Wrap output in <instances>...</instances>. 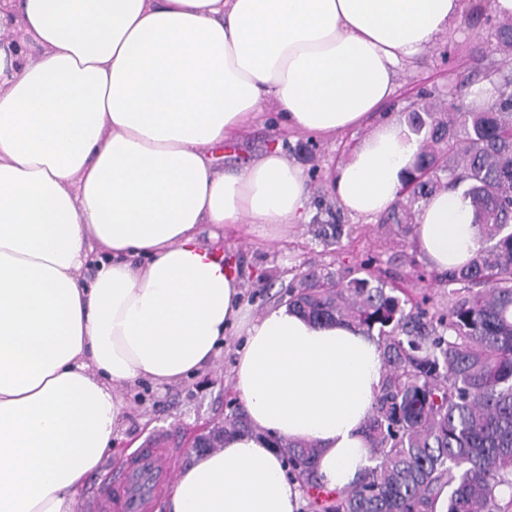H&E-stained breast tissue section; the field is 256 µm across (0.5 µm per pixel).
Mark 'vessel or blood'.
Here are the masks:
<instances>
[{"label": "vessel or blood", "mask_w": 512, "mask_h": 512, "mask_svg": "<svg viewBox=\"0 0 512 512\" xmlns=\"http://www.w3.org/2000/svg\"><path fill=\"white\" fill-rule=\"evenodd\" d=\"M181 453L178 440L166 436L147 439L129 464L113 473L95 501L97 512H153L157 498L173 478Z\"/></svg>", "instance_id": "vessel-or-blood-1"}]
</instances>
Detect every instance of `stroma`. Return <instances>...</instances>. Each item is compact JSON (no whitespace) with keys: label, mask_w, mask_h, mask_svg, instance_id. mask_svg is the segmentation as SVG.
I'll list each match as a JSON object with an SVG mask.
<instances>
[{"label":"stroma","mask_w":512,"mask_h":512,"mask_svg":"<svg viewBox=\"0 0 512 512\" xmlns=\"http://www.w3.org/2000/svg\"><path fill=\"white\" fill-rule=\"evenodd\" d=\"M499 17L491 11L463 15L449 35L439 39L397 80L393 98L383 115L406 120L408 113L426 106H443L465 78L477 77L488 63L512 72V58L501 49L495 30ZM379 123L370 118L364 125L331 136H312L279 125L273 108H266L248 126L237 144L216 150V170L246 167L256 155L272 148L299 166L307 177L308 200L304 219L282 226L272 238L261 239L237 231L224 232V257L232 261L243 286L242 302L250 312L283 304L286 287L309 270L321 273L343 270L363 263L385 272L387 282L428 305L444 307L448 291L434 280L426 261L412 246L411 236L382 225L379 217L350 215L332 194L330 183L337 166L346 162L353 148ZM338 224L340 240L324 239L322 226ZM244 332L226 329L224 345L212 365L175 386L145 381L122 390L127 405L123 428L81 492L80 512H89L113 470L123 466L133 444L153 434L187 436L207 422L223 423L239 401L232 388V368Z\"/></svg>","instance_id":"obj_1"}]
</instances>
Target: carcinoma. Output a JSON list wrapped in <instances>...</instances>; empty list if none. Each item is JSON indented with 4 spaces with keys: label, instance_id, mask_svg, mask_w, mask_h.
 <instances>
[{
    "label": "carcinoma",
    "instance_id": "carcinoma-1",
    "mask_svg": "<svg viewBox=\"0 0 512 512\" xmlns=\"http://www.w3.org/2000/svg\"><path fill=\"white\" fill-rule=\"evenodd\" d=\"M487 79L485 100L461 92L441 111L408 115L423 148L411 190L380 219L413 232L412 207L443 186L416 180L422 169L463 188L480 248L436 275L448 308L394 295L362 264L288 285V306L306 319L377 335L385 369L364 426L375 465L332 496H309L312 512H438L445 489L446 512H512V76ZM247 428L239 408L224 419L226 432ZM279 450L288 476L313 488L315 446L284 440Z\"/></svg>",
    "mask_w": 512,
    "mask_h": 512
}]
</instances>
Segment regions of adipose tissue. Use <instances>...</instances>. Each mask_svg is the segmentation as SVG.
<instances>
[{"mask_svg": "<svg viewBox=\"0 0 512 512\" xmlns=\"http://www.w3.org/2000/svg\"><path fill=\"white\" fill-rule=\"evenodd\" d=\"M468 6L0 0V512H78L124 420L119 389L203 370L233 325L251 428L193 455L161 512H297L278 438L317 447L323 490L360 479L377 339L285 305L248 313L217 244L227 225L265 237L300 221L303 173L276 149L221 173L211 152L269 103L287 128L360 126ZM420 148L405 124H383L337 168V200L385 212ZM414 243L440 272L479 248L460 190L422 205Z\"/></svg>", "mask_w": 512, "mask_h": 512, "instance_id": "obj_1", "label": "adipose tissue"}]
</instances>
